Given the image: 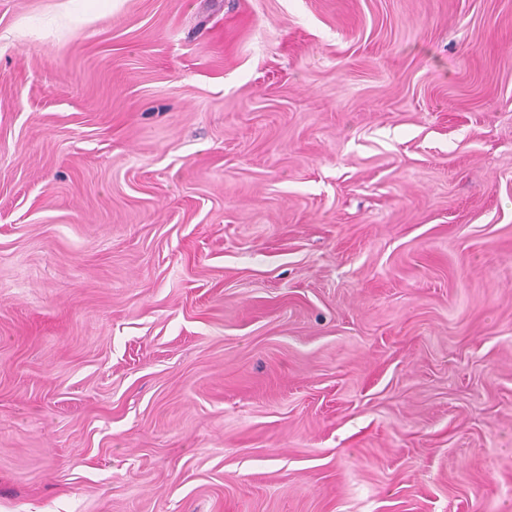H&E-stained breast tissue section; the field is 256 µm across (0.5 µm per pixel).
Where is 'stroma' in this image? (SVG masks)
Returning a JSON list of instances; mask_svg holds the SVG:
<instances>
[{
  "mask_svg": "<svg viewBox=\"0 0 512 512\" xmlns=\"http://www.w3.org/2000/svg\"><path fill=\"white\" fill-rule=\"evenodd\" d=\"M0 512H512V0H0Z\"/></svg>",
  "mask_w": 512,
  "mask_h": 512,
  "instance_id": "35a3bbf8",
  "label": "stroma"
}]
</instances>
